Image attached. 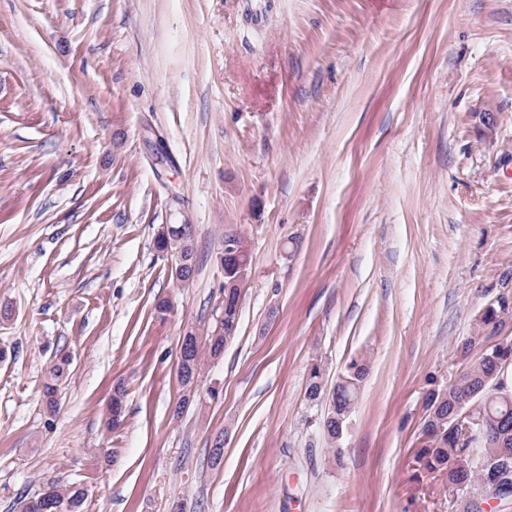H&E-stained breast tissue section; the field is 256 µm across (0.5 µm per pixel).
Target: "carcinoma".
I'll list each match as a JSON object with an SVG mask.
<instances>
[{
	"mask_svg": "<svg viewBox=\"0 0 512 512\" xmlns=\"http://www.w3.org/2000/svg\"><path fill=\"white\" fill-rule=\"evenodd\" d=\"M158 251L182 258L187 266L178 281H190L193 266V227L170 224L156 238ZM224 270V301L219 321L199 334L189 331L186 356L179 366L178 378L183 391H189L200 378L202 360L218 359L224 354L227 339L235 335L239 318L237 283L250 276L251 259L248 245L239 240L238 252L220 256ZM512 322V301L500 296L477 315L474 329L460 346L467 356L476 347L479 357L460 371L443 388L431 389L425 397L428 414L423 434L425 444L416 454L419 468L446 478L449 501L459 508L466 496L487 486V492L472 504L471 512H484L492 500L512 499V387L504 380L505 369L512 366V336L504 335ZM69 359L53 363L42 387V402L48 413L57 408L56 389L68 376ZM367 375L364 361H352L332 390L323 382L317 364L310 370L306 388L307 401L317 406L329 402L322 418L323 432L330 445L329 457L340 459L337 443L342 439L358 390ZM124 390L116 388L110 404V420L116 424L123 417ZM463 417L466 430H448V418ZM85 490L75 484H64L52 478L34 497L24 501L21 512H82Z\"/></svg>",
	"mask_w": 512,
	"mask_h": 512,
	"instance_id": "cac0c4a2",
	"label": "carcinoma"
}]
</instances>
